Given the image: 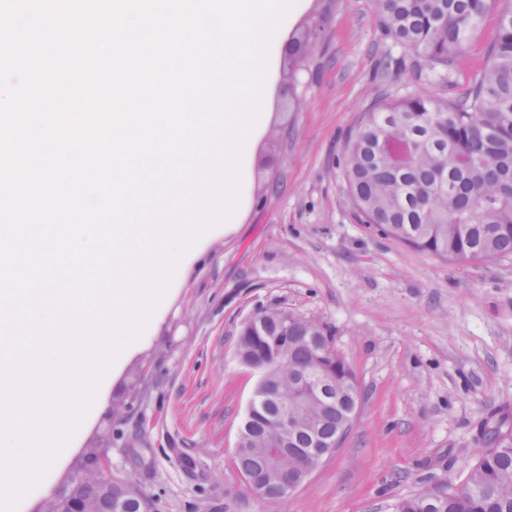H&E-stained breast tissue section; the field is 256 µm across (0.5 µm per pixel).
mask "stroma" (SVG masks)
Wrapping results in <instances>:
<instances>
[{
	"label": "stroma",
	"instance_id": "stroma-1",
	"mask_svg": "<svg viewBox=\"0 0 512 512\" xmlns=\"http://www.w3.org/2000/svg\"><path fill=\"white\" fill-rule=\"evenodd\" d=\"M510 6L499 0L434 80L408 64L381 73L394 47L374 0H309L288 35L317 32L299 66L279 70L251 212L190 268L152 344L110 388L108 414L77 431L59 484L79 453L104 446L113 480L136 483L152 512H391L465 480L486 426H512V256L443 260L383 235L353 206L342 161L380 93H461ZM270 307L328 327L360 391L336 451L279 502L255 499L232 461L259 379L238 337Z\"/></svg>",
	"mask_w": 512,
	"mask_h": 512
}]
</instances>
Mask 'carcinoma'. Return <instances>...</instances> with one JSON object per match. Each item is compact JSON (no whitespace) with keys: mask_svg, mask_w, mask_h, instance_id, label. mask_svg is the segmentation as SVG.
I'll use <instances>...</instances> for the list:
<instances>
[{"mask_svg":"<svg viewBox=\"0 0 512 512\" xmlns=\"http://www.w3.org/2000/svg\"><path fill=\"white\" fill-rule=\"evenodd\" d=\"M496 0H375L386 35L414 64L440 77L461 55ZM400 144L398 163L381 149ZM350 198L367 224L411 248L457 261L512 255V8L501 11L486 66L456 97L426 93L375 99L362 114L343 162ZM244 365L275 397L250 401L242 423L246 450L234 454L241 475L257 479L256 498L286 497L280 474L314 470L347 432L359 399L355 375L318 322L272 308L243 325ZM324 382L318 396L300 388ZM299 424L273 460L271 438L283 412ZM485 428L476 463L459 490H419L393 512H512V431ZM98 512H139L127 484L96 495Z\"/></svg>","mask_w":512,"mask_h":512,"instance_id":"carcinoma-1","label":"carcinoma"}]
</instances>
